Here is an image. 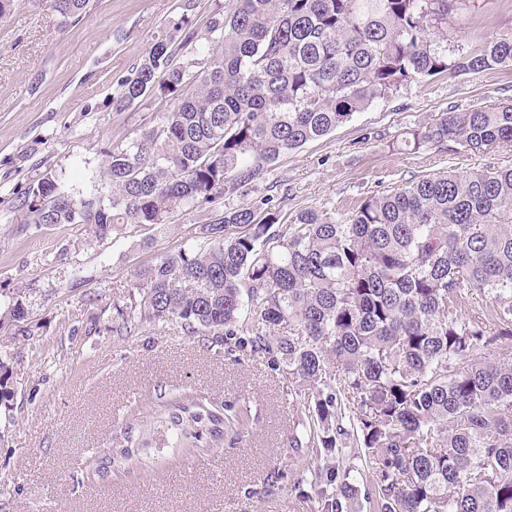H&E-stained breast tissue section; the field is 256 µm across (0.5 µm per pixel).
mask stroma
I'll list each match as a JSON object with an SVG mask.
<instances>
[{
    "label": "stroma",
    "instance_id": "1",
    "mask_svg": "<svg viewBox=\"0 0 512 512\" xmlns=\"http://www.w3.org/2000/svg\"><path fill=\"white\" fill-rule=\"evenodd\" d=\"M224 0H91L61 24L46 0H16L0 18V352L14 356V398L0 405V512H320L336 487L314 471H349L360 492L348 512H378L372 472L356 448L316 447L306 395L263 352L234 356L180 326L136 321L116 335L139 267L177 251L213 205L176 210L165 224L98 237L80 224H24L15 208L45 174L84 196L100 188L105 153L136 139L168 110L151 95L112 104L159 36L185 21L205 31ZM512 36V0H471L448 46ZM512 100V69L418 77L329 135L269 167L254 198H272L280 232L316 207L348 213L373 195L455 170L512 165V148L478 153L447 142L411 151L408 128L459 110ZM22 296L29 335L3 318ZM233 401L254 422L207 455H171L151 469L98 479L118 426H138L159 397Z\"/></svg>",
    "mask_w": 512,
    "mask_h": 512
}]
</instances>
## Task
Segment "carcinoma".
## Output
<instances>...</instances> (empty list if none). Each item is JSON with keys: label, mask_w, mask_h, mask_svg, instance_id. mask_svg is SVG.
<instances>
[{"label": "carcinoma", "mask_w": 512, "mask_h": 512, "mask_svg": "<svg viewBox=\"0 0 512 512\" xmlns=\"http://www.w3.org/2000/svg\"><path fill=\"white\" fill-rule=\"evenodd\" d=\"M89 0H49L63 21ZM466 0H229L207 22L199 90L184 93L175 59L193 43L162 37L114 101L121 110L160 93L159 123L106 151L104 187L90 198L47 174L16 206L25 224H84L105 236L124 224H164L180 207L217 218L177 252L136 273L138 300L114 326L177 323L231 354L272 355L308 387L313 438L347 440L374 465L379 512H512V165L448 171L370 196L349 213L299 211L274 229L271 198L245 201L281 155L320 139L414 78L512 66V37L448 49ZM453 141L471 151L512 147V104L443 113L408 132L414 150ZM244 201L227 206L224 197ZM240 227L239 233L229 229ZM472 289L494 316L464 313ZM249 315H243L242 295ZM17 332L28 309L7 306ZM502 357H492L491 351ZM11 357L0 355V402L13 400ZM339 382L340 388L331 389ZM249 417L203 397L155 405L121 428L92 463L105 478L148 470L164 453L205 454ZM339 512L359 492L331 471Z\"/></svg>", "instance_id": "obj_1"}]
</instances>
